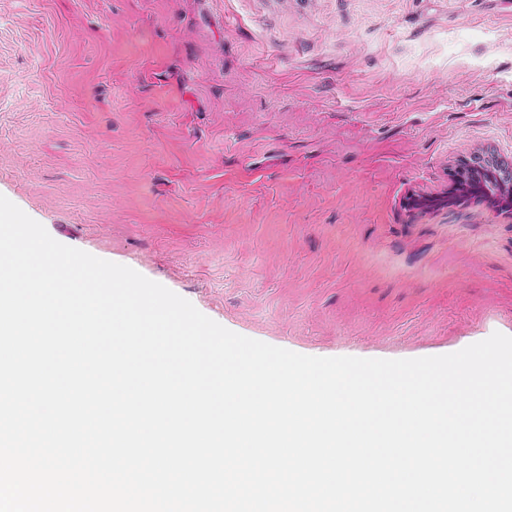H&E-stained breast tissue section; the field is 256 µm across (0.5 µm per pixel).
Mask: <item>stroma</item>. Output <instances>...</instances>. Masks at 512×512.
Wrapping results in <instances>:
<instances>
[{
  "label": "stroma",
  "mask_w": 512,
  "mask_h": 512,
  "mask_svg": "<svg viewBox=\"0 0 512 512\" xmlns=\"http://www.w3.org/2000/svg\"><path fill=\"white\" fill-rule=\"evenodd\" d=\"M512 0H0V195L240 335L512 336ZM461 174L458 192L461 196L468 193L474 186H480L487 190V196L499 201L510 200L512 191V166L504 161H499L493 155L478 153L473 155L464 164Z\"/></svg>",
  "instance_id": "1"
}]
</instances>
